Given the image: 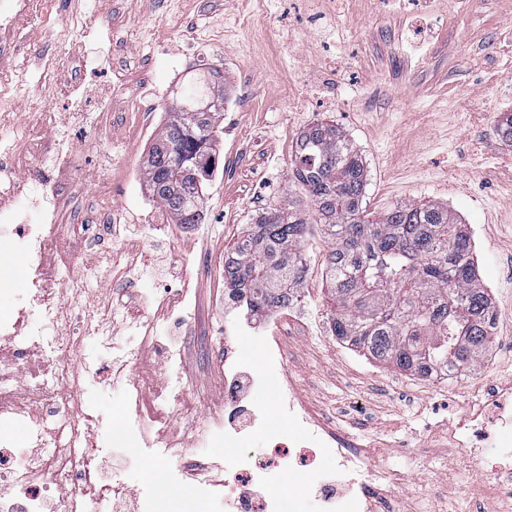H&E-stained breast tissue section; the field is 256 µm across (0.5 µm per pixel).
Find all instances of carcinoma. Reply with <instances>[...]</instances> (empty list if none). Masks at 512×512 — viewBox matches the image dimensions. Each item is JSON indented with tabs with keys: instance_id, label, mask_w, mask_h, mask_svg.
<instances>
[{
	"instance_id": "cac0c4a2",
	"label": "carcinoma",
	"mask_w": 512,
	"mask_h": 512,
	"mask_svg": "<svg viewBox=\"0 0 512 512\" xmlns=\"http://www.w3.org/2000/svg\"><path fill=\"white\" fill-rule=\"evenodd\" d=\"M166 107V121L142 170L153 199L179 224H198L203 182L216 163L226 84L217 69ZM290 181L308 197H288L246 225L224 255V283L256 313L299 301L307 271L308 225L329 243L326 282L332 335L369 359L414 376L437 366L465 370L491 343L495 315L468 225L448 206L404 201L373 218L362 199L367 170L336 125L307 128L291 159Z\"/></svg>"
}]
</instances>
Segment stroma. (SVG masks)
<instances>
[{
  "label": "stroma",
  "mask_w": 512,
  "mask_h": 512,
  "mask_svg": "<svg viewBox=\"0 0 512 512\" xmlns=\"http://www.w3.org/2000/svg\"><path fill=\"white\" fill-rule=\"evenodd\" d=\"M15 39L23 56L12 84L0 88V154H28L30 102L64 118L73 84L110 119L108 134L75 132L79 165L55 176L67 205L55 246L70 255L64 280L82 278L87 307L112 313L113 350L82 343L96 378L81 400L102 420L89 435L106 451L101 481L117 471L128 489L119 512H137L141 491L191 464L207 470L213 494L171 496V512L188 502L197 512H231L224 447L200 442L196 424L224 398L212 348L226 337L266 381L242 400L254 416L277 412L269 390L288 376L314 413L379 447L398 475L393 512H500L497 501L478 497L499 449L482 448L481 463L462 473L447 437L475 394L512 381V143L498 132L502 113H512V0H266L260 9L253 0H58L21 23ZM55 54L69 66L48 69L44 60ZM210 66L229 84L218 170L203 187L201 223L178 224L146 189L143 157L173 92L189 90L192 75ZM106 81L112 97L103 102ZM319 121L336 124L362 156L367 214L431 201L468 224L497 316L473 371L442 383L408 376L331 336L326 245L316 232L298 304L263 319L268 328L312 324L309 335L290 337L286 364L272 362L263 335L246 329L247 305H225V250L284 196L293 144ZM106 180L112 194L104 199ZM106 213L115 225L107 243L73 237L71 224ZM108 245L120 250L118 264L88 275ZM177 255L185 272L172 266ZM134 320L157 326L160 339L123 370L119 357L142 342ZM169 348L180 352L176 363L165 360ZM174 390L184 411L167 408ZM135 391L145 416L162 418L156 431L176 455L128 447Z\"/></svg>",
  "instance_id": "1"
}]
</instances>
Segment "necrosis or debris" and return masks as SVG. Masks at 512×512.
<instances>
[{
  "instance_id": "1",
  "label": "necrosis or debris",
  "mask_w": 512,
  "mask_h": 512,
  "mask_svg": "<svg viewBox=\"0 0 512 512\" xmlns=\"http://www.w3.org/2000/svg\"><path fill=\"white\" fill-rule=\"evenodd\" d=\"M71 110L65 122H57L51 109L40 101L29 105L32 117L25 135L37 137L41 130L54 131L32 184L38 193L41 213L47 225L62 217V196L51 179L52 171L70 169L74 163L73 129L103 126V114L93 113L77 88L67 92ZM0 224L11 227L8 241L0 242V282H5L17 257H24L33 276L28 300L14 314L0 313V447L9 443L5 425L22 421L28 427V453L22 465L0 460V492L17 493L16 501L0 503V512H103L105 501L123 497L120 478L96 485L94 460L97 448L86 435L99 424L94 410L77 407L76 402L92 379L90 364L80 351L84 338L113 347L107 316L78 310L77 297L68 295L66 285L56 276L49 255L52 241L45 229L26 227L18 213L0 210ZM283 406L267 416L259 430L276 436L282 422H290L300 434L319 433L318 447L299 444L280 451L271 460L245 455L248 434L225 432L224 448L232 464V475L224 486L236 492L242 486L265 487L282 471L299 472L314 466L319 454L335 455L344 469L358 474L354 491H341L336 482L321 487L323 512H377L396 473L375 460L372 452L344 446L332 431L323 429L304 403L298 402L291 385L281 390ZM494 428L495 445L512 456V384L498 385L476 396L470 410L452 428V441L472 448L483 442L487 428Z\"/></svg>"
}]
</instances>
